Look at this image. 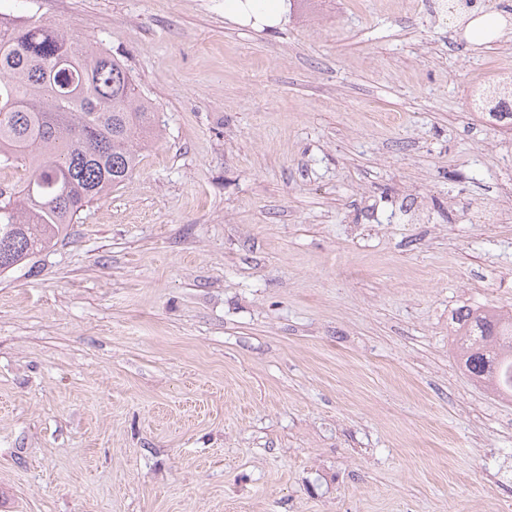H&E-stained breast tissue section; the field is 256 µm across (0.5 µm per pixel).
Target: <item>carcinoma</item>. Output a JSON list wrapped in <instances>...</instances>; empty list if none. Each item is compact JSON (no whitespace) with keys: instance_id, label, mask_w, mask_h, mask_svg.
Listing matches in <instances>:
<instances>
[{"instance_id":"cac0c4a2","label":"carcinoma","mask_w":512,"mask_h":512,"mask_svg":"<svg viewBox=\"0 0 512 512\" xmlns=\"http://www.w3.org/2000/svg\"><path fill=\"white\" fill-rule=\"evenodd\" d=\"M159 133L155 105L120 59L35 15L13 24L0 13V167L30 171L0 188V271L55 245ZM451 321L461 369L512 400V313L462 305Z\"/></svg>"}]
</instances>
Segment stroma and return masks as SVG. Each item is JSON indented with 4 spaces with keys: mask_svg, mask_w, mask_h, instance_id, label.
<instances>
[{
    "mask_svg": "<svg viewBox=\"0 0 512 512\" xmlns=\"http://www.w3.org/2000/svg\"><path fill=\"white\" fill-rule=\"evenodd\" d=\"M448 0H0L94 39L159 140L0 273V512H512V402L456 362L512 310V65ZM287 14V0H224L225 21L256 30L283 26ZM494 86H500L505 91L503 96L494 97L486 93L484 85L473 83V87L469 92V109L477 112L483 119L492 118L503 125L512 126V116L508 113L496 112H512V67L504 68L499 71L498 75L493 79Z\"/></svg>",
    "mask_w": 512,
    "mask_h": 512,
    "instance_id": "obj_1",
    "label": "stroma"
}]
</instances>
